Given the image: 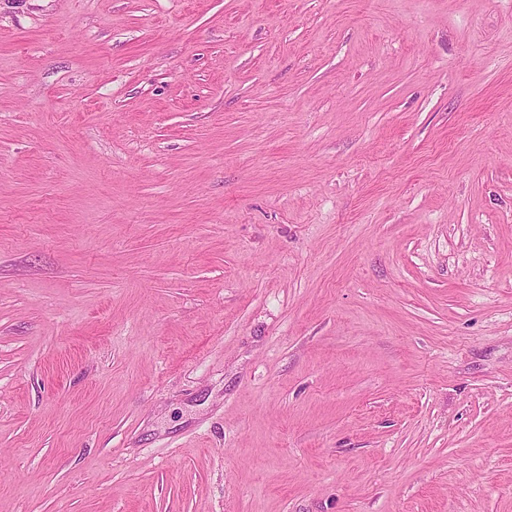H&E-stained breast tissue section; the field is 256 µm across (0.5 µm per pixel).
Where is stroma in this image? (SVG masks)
I'll list each match as a JSON object with an SVG mask.
<instances>
[{
    "label": "stroma",
    "instance_id": "stroma-1",
    "mask_svg": "<svg viewBox=\"0 0 512 512\" xmlns=\"http://www.w3.org/2000/svg\"><path fill=\"white\" fill-rule=\"evenodd\" d=\"M0 512H512V0H0Z\"/></svg>",
    "mask_w": 512,
    "mask_h": 512
}]
</instances>
